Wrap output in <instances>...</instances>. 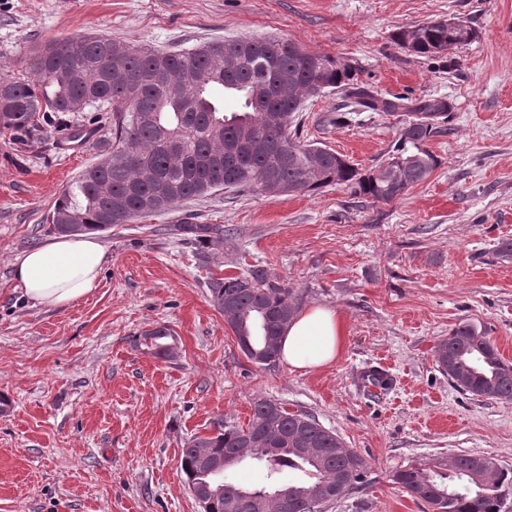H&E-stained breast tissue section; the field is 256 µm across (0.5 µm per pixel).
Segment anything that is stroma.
<instances>
[{
	"label": "stroma",
	"mask_w": 512,
	"mask_h": 512,
	"mask_svg": "<svg viewBox=\"0 0 512 512\" xmlns=\"http://www.w3.org/2000/svg\"><path fill=\"white\" fill-rule=\"evenodd\" d=\"M461 18L470 44L439 57L392 39L400 28ZM101 34L161 50L242 37L288 40L354 65L381 99L444 98L441 161L391 203L345 185L315 193L225 190L101 234L110 260L97 288L64 309L34 308L13 263L49 240L62 191L100 161L112 115L86 148L58 137L18 151L0 132V512H200L180 452L217 426L247 427L261 397L311 414L368 464L363 484L326 512H425L393 481L398 469L457 454L512 469V400L460 392L436 347L460 322L512 362V0H0V72L29 76L45 42ZM404 113L365 112L346 90L308 96L301 141L358 170L387 163ZM173 224H220L199 264ZM263 269L304 307L345 323L338 359L302 373L245 357L211 304L210 278ZM168 326L170 357L138 346ZM393 379L367 388L366 368Z\"/></svg>",
	"instance_id": "stroma-1"
}]
</instances>
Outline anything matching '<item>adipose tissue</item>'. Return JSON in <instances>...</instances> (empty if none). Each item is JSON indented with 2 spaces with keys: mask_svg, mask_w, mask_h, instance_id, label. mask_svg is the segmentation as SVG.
<instances>
[{
  "mask_svg": "<svg viewBox=\"0 0 512 512\" xmlns=\"http://www.w3.org/2000/svg\"><path fill=\"white\" fill-rule=\"evenodd\" d=\"M107 253L93 234L59 235L17 257L13 277L35 307L65 308L96 288ZM345 342V324L336 310L299 312L280 338V357L308 372L334 363Z\"/></svg>",
  "mask_w": 512,
  "mask_h": 512,
  "instance_id": "obj_1",
  "label": "adipose tissue"
}]
</instances>
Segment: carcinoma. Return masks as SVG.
I'll return each instance as SVG.
<instances>
[{"instance_id":"cac0c4a2","label":"carcinoma","mask_w":512,"mask_h":512,"mask_svg":"<svg viewBox=\"0 0 512 512\" xmlns=\"http://www.w3.org/2000/svg\"><path fill=\"white\" fill-rule=\"evenodd\" d=\"M415 38L413 53L436 57L446 53L448 40L466 45L468 31H448L443 19L402 28L397 45ZM214 44L185 53L161 52L136 44H116L98 35H71L50 41L33 52L31 79L0 77V128L14 135L24 150L50 132L68 131L78 144L91 140L96 128L63 120L71 102L95 97L85 112L112 113V140L101 166L82 170L64 190L47 218L48 231L69 235L107 232L166 212L187 199L204 197L218 188L246 187L270 193L268 175L294 191L311 192L346 185L377 202H391L425 181L440 165L426 148L440 133L450 105L445 99L420 100L409 107L406 98L380 99L357 85L356 69L336 68L330 57L298 52L294 44L275 39L240 38L232 52L216 60ZM276 85V97L254 104L247 93L252 84ZM324 85L353 87L356 103L365 111L410 118L400 129L394 154L384 166L363 173L340 162L336 153L298 141L291 123L303 99ZM235 98L239 108L227 112L218 93ZM280 113L285 123L271 120ZM175 235L202 251L223 242L219 224H177ZM213 306L232 328L238 346L257 365L270 368L279 359V341L288 322L299 312L302 295L269 280L259 269L208 282ZM173 334L164 325L145 331L138 343L159 357L171 355ZM437 364L458 390L486 399H512V363L502 360L494 342L470 322H463L441 340ZM224 457V473L247 459L261 462L270 479L285 470L300 473L286 484L293 500L290 512H311L320 498L332 503L364 476L366 462L312 415L290 412L282 403L259 398L247 428L221 427L206 439L184 442L180 469L186 482L199 480L204 456ZM485 456L460 454L434 466L411 465L393 480L409 496L424 502L429 512H503L512 495V471ZM224 498L212 512H225L228 499L240 502L238 512H284L281 496L271 486L250 490L223 478Z\"/></svg>"}]
</instances>
